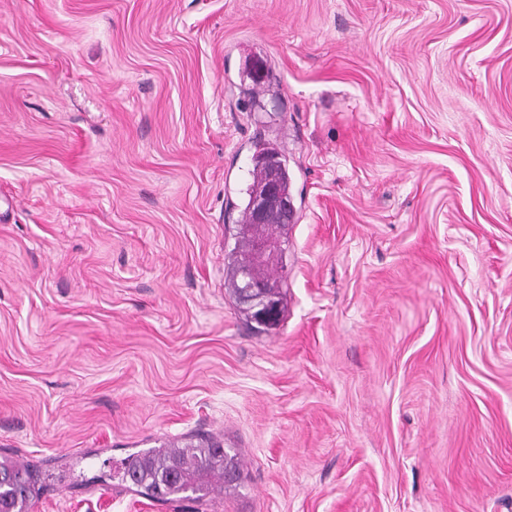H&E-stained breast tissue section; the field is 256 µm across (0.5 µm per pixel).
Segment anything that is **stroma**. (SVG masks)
<instances>
[{"label":"stroma","mask_w":512,"mask_h":512,"mask_svg":"<svg viewBox=\"0 0 512 512\" xmlns=\"http://www.w3.org/2000/svg\"><path fill=\"white\" fill-rule=\"evenodd\" d=\"M260 142L270 332L224 285ZM196 432L224 491L114 479ZM1 458L31 512H512V0H0ZM40 490L35 471L10 459L0 460V512H29Z\"/></svg>","instance_id":"stroma-1"}]
</instances>
